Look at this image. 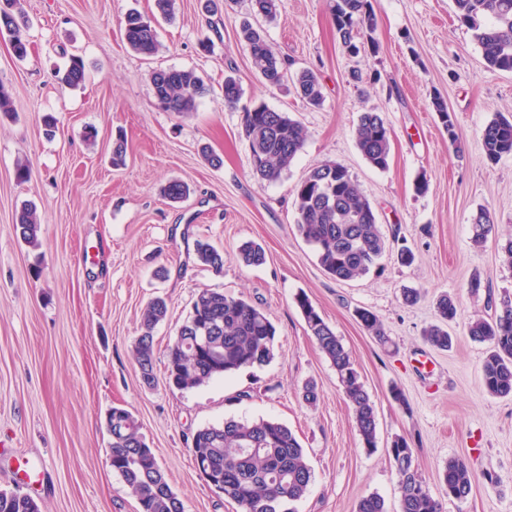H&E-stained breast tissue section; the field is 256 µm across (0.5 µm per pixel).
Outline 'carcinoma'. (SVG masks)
Returning <instances> with one entry per match:
<instances>
[{"label": "carcinoma", "instance_id": "obj_1", "mask_svg": "<svg viewBox=\"0 0 512 512\" xmlns=\"http://www.w3.org/2000/svg\"><path fill=\"white\" fill-rule=\"evenodd\" d=\"M252 10L274 19L279 0H250ZM457 16L471 32L482 52L488 69L512 72V0H454ZM334 25L340 42L351 54L364 47L362 38L372 39L371 0H336ZM24 17L18 0H5L0 7V36H6L15 55H27L23 28ZM124 36L138 54L150 56L157 51L154 17L130 12L124 19ZM239 39L245 45L265 83L282 84L284 63L273 51L264 32L250 24L242 26ZM152 83L159 94L158 107L166 112L186 113L194 110L195 101L204 92L202 79L189 70L160 69L152 72ZM83 61L73 56L60 74L62 84L76 87L85 81ZM295 89L305 102L318 107L323 101L318 76L310 69L296 75ZM241 86L236 78L224 79V101L240 100ZM432 106L448 137L455 138L454 122L445 102L436 97ZM243 136L248 142L253 174L262 181L279 179L306 140L305 128L286 112L263 103L243 112ZM356 145L364 159L374 168L384 170L390 157V137L385 119L379 112L361 114L356 128ZM483 149L488 160L495 162L512 154V120L495 118L483 132ZM190 193L188 184L174 180L163 188L171 202ZM297 227L312 246L319 265L334 280L352 281L381 269L382 259L390 247L380 230L376 212L339 164L326 163L313 168L294 188ZM15 229L20 239L32 248L39 245L40 223L35 212L22 209L16 216ZM494 231L489 211L481 208L472 219L471 233L475 244L485 243ZM198 262L215 271L224 266L221 251L206 240L195 241ZM239 255L246 266L265 263L264 249L255 242L244 243ZM508 306L495 308L489 317H478L467 325L474 341L489 344L481 364L482 383L492 396H512V297ZM307 326L321 352L336 370L343 393L363 446L376 447L377 412L354 367L351 353L339 336L323 319L308 297H296ZM437 322L423 333L426 342L437 349L452 345L448 324L455 321L458 305L454 297L444 294L436 303ZM167 303L156 298L142 313L141 334L135 342L136 360L141 380L150 387L154 374V328L167 317ZM361 325L386 343L383 324L370 310L356 311ZM276 328L263 309L240 298L204 289L198 292L187 320L177 331V339L168 346L165 371L167 383L179 390L199 387L215 376L242 369L261 367L273 357ZM112 414L124 422L112 428L110 465L136 498L138 512H184L183 504L173 492L166 473L154 451L141 433L136 417L127 409L112 408ZM191 453L202 466L206 483L218 494L236 503L241 512H293L289 505L307 493L313 472L295 435L283 424L259 419H229L221 426H207L193 436ZM393 464L399 492V512H441L419 471L414 451L406 439L391 443ZM475 478L465 460H448L442 483L449 497L466 499ZM0 512H39L33 498L19 492L0 494ZM355 512H388L385 500L372 493L362 497Z\"/></svg>", "mask_w": 512, "mask_h": 512}]
</instances>
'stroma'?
I'll return each instance as SVG.
<instances>
[{"label":"stroma","instance_id":"1","mask_svg":"<svg viewBox=\"0 0 512 512\" xmlns=\"http://www.w3.org/2000/svg\"><path fill=\"white\" fill-rule=\"evenodd\" d=\"M175 0L173 20H157L159 47L142 56L128 46V11L154 13V0H21L29 53L18 59L0 37V83L16 115L0 120V489L13 490L23 461L43 465L35 494L41 512H138L110 463L106 415L130 410L184 512H240L199 475L190 452L200 428L224 420L273 419L293 432L313 471L296 512H354L363 496L384 498L399 512L397 477L388 450L405 438L419 472L444 512H512V397L488 394L480 367L484 344L468 321L493 314L512 295V266L501 246L512 239V155L488 161L483 131L497 115L512 118V72L492 71L453 0H371L377 49L356 56L333 24V0H283L276 19L257 16L250 0ZM261 28L289 73L314 70L321 106H308L292 85H266L238 40L243 24ZM209 38V51L199 41ZM80 57L85 82L55 78ZM194 71L206 91L193 112L155 104L150 74ZM360 71L353 83L351 71ZM242 95L224 102V78ZM440 96L457 138L431 101ZM263 103L288 113L307 131L302 150L279 181L254 177L241 134L244 108ZM382 113L390 135L387 169L370 166L354 132L361 113ZM58 120L45 132L44 115ZM126 141V161L111 164L112 142ZM222 157L208 165L202 146ZM326 162L345 167L372 202L393 247H408L411 265L385 258L381 272L349 282L330 278L297 229L293 189ZM29 168L18 182V166ZM191 193L174 204L160 194L171 180ZM428 188L417 191L419 180ZM35 208L38 248L16 235L15 216ZM496 232L480 246L470 225L479 208ZM224 253L216 272L201 266L196 239ZM254 241L266 261L245 266L238 249ZM479 291H471L472 278ZM420 302L403 304V288ZM203 289L244 297L276 327L272 360L216 377L190 390L169 387L167 347ZM306 294L351 351L377 411V442L363 447L338 376L308 336L295 303ZM458 316L451 349L423 339L436 320L440 294ZM168 315L154 331L156 376L143 385L133 346L144 308L154 297ZM366 308L391 338L381 345L356 317ZM314 384L316 404L303 399ZM402 401H395L394 392ZM476 476L470 496L448 498L441 482L449 459Z\"/></svg>","mask_w":512,"mask_h":512}]
</instances>
